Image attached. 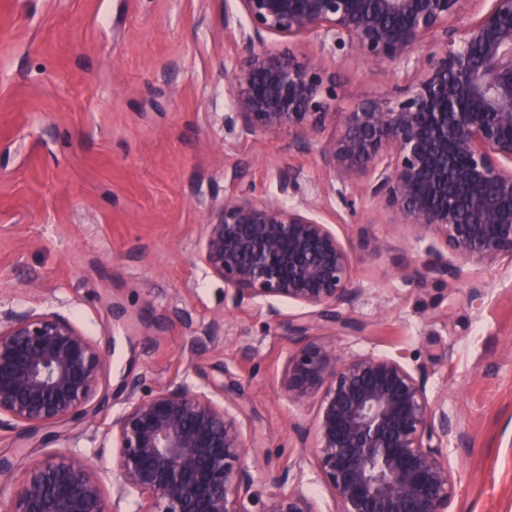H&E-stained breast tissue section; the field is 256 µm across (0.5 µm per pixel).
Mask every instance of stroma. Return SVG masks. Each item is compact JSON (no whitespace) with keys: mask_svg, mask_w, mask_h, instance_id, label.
Listing matches in <instances>:
<instances>
[{"mask_svg":"<svg viewBox=\"0 0 512 512\" xmlns=\"http://www.w3.org/2000/svg\"><path fill=\"white\" fill-rule=\"evenodd\" d=\"M242 56L224 0H0V316L58 312L105 349L113 303L136 324L99 413L36 433L0 430V456L16 463L0 493L53 453L78 454L111 486L103 434L127 406L129 376L145 393L173 380L231 388L260 450L259 500L278 492L286 468L290 485L332 512V491L298 435L316 407L280 389L299 309L281 305L274 320L262 299L233 307L198 259L207 211L245 192L312 201L349 244L361 293L346 312L359 327L311 337L344 356L400 351L424 373L429 399L456 423L450 512H512V265L473 267L438 286L399 277L434 234L416 236L369 200L346 213L317 151L297 149L288 133L225 131L224 70ZM328 66L337 86L322 140L358 99L415 78L352 53ZM284 167L299 172L300 188L282 196Z\"/></svg>","mask_w":512,"mask_h":512,"instance_id":"obj_1","label":"stroma"}]
</instances>
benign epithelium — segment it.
Wrapping results in <instances>:
<instances>
[{
    "label": "benign epithelium",
    "instance_id": "obj_1",
    "mask_svg": "<svg viewBox=\"0 0 512 512\" xmlns=\"http://www.w3.org/2000/svg\"><path fill=\"white\" fill-rule=\"evenodd\" d=\"M246 56L224 71L231 133L288 132L308 147L336 96L327 56L411 70L392 96L344 113L318 142L340 206L376 202L396 224L432 232L415 272L436 284L464 269L512 262V0H236ZM316 37L300 58L266 47L269 36ZM234 307L257 298L302 310L288 331L303 340L288 357L281 389L316 401L318 472L336 512H449L455 484L443 440L448 409L426 393L405 357L351 355L307 339L319 324L356 326L341 308L361 292L350 249L309 205L284 207L232 192L212 207L199 252ZM109 356L57 312L0 318V427L35 432L80 420L106 391ZM128 407L112 420L116 479L107 491L78 455L30 467L0 512H251L258 449L245 436L233 397L216 400L170 382L144 396L126 382ZM258 512H322L287 488Z\"/></svg>",
    "mask_w": 512,
    "mask_h": 512
}]
</instances>
